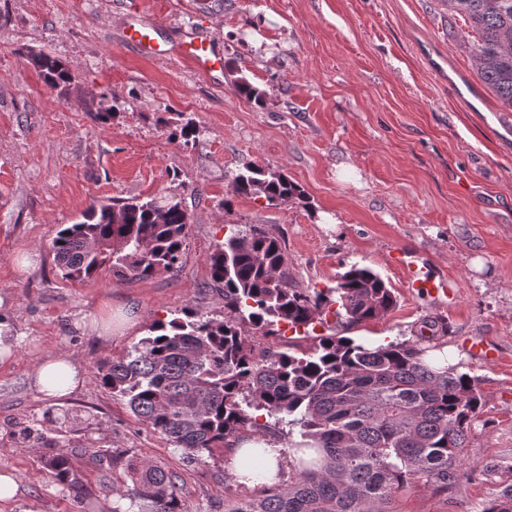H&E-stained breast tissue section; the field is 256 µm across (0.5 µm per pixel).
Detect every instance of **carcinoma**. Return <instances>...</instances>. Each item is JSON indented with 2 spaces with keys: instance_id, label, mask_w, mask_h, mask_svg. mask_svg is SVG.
Here are the masks:
<instances>
[{
  "instance_id": "cac0c4a2",
  "label": "carcinoma",
  "mask_w": 512,
  "mask_h": 512,
  "mask_svg": "<svg viewBox=\"0 0 512 512\" xmlns=\"http://www.w3.org/2000/svg\"><path fill=\"white\" fill-rule=\"evenodd\" d=\"M441 2L468 28L460 38L479 80L512 108V0ZM27 55L50 87L73 80L58 59ZM235 91L264 104L263 92L243 78ZM233 193L271 204L304 196L283 172L258 165L236 175ZM188 227V213L174 199L92 203L83 221L58 231L52 252L64 279L105 271L120 280L148 278L177 267ZM210 269L224 317L185 308L159 320L124 358L107 363L100 379L193 458L246 432L275 436L282 423L287 435L299 434L288 440V471L278 482L224 503V512H391L396 492L416 478L448 490L483 398L473 377L428 360L439 348L435 334L369 347L334 333L313 337L300 354L256 352V337L280 338L281 323L306 334L333 303L334 315L351 324L387 315L397 298L380 274L354 264L333 287L294 288L280 240L258 225L216 245ZM261 411L274 424L260 422ZM46 465L59 482L69 481L67 450ZM129 470L139 512H187L172 473L144 459ZM483 512H512V486Z\"/></svg>"
}]
</instances>
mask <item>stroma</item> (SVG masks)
<instances>
[{
	"label": "stroma",
	"mask_w": 512,
	"mask_h": 512,
	"mask_svg": "<svg viewBox=\"0 0 512 512\" xmlns=\"http://www.w3.org/2000/svg\"><path fill=\"white\" fill-rule=\"evenodd\" d=\"M131 24L154 28L162 54L127 44ZM454 27L439 0H0V332L12 349L0 362V475L18 484L0 512H134L131 459L173 472L187 512L258 493L232 479L230 449L187 458L99 379L154 321L186 307L222 314L210 256L229 230L254 225L280 239L295 287L333 285L357 264L393 288V311L330 320L333 332L376 346L442 322L441 346L482 393L463 473L444 492L413 481L392 512H484L512 485V109L481 83ZM202 32L223 71L179 56ZM30 49L64 63L71 85L47 86ZM241 78L263 107L237 96ZM99 108L111 119L92 121ZM187 119L195 138H172ZM250 163L284 172L305 198L231 197ZM170 196L189 216L176 270L61 278L52 241L91 203ZM395 250L454 280L455 303L406 288ZM113 309L133 326L98 335ZM474 342L492 360L469 352ZM61 354L85 381L42 398L34 364ZM60 448L69 483L45 466Z\"/></svg>",
	"instance_id": "1"
}]
</instances>
